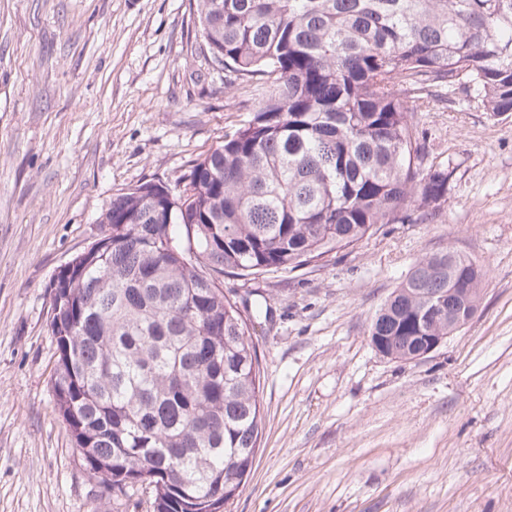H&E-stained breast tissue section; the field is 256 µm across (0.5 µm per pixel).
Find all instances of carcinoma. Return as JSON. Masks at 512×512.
<instances>
[{"mask_svg":"<svg viewBox=\"0 0 512 512\" xmlns=\"http://www.w3.org/2000/svg\"><path fill=\"white\" fill-rule=\"evenodd\" d=\"M224 68L269 84L197 158L172 217L142 182L112 198L95 257L51 286L55 409L106 487L150 485L154 512H225L250 471L261 368L224 275L294 271L448 194L415 114L432 88L512 115V0H197ZM485 271L439 251L409 269L370 336L415 360L448 335L450 288Z\"/></svg>","mask_w":512,"mask_h":512,"instance_id":"carcinoma-1","label":"carcinoma"}]
</instances>
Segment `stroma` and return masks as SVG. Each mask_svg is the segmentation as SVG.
I'll use <instances>...</instances> for the list:
<instances>
[{
    "label": "stroma",
    "mask_w": 512,
    "mask_h": 512,
    "mask_svg": "<svg viewBox=\"0 0 512 512\" xmlns=\"http://www.w3.org/2000/svg\"><path fill=\"white\" fill-rule=\"evenodd\" d=\"M265 90L212 63L197 0H0V512H153L150 487L113 495L85 469L54 408L49 284L113 196L182 189ZM416 121L454 169L427 217L224 279L270 310L250 325L262 434L230 512H512V117L439 89ZM442 250L487 271L474 317L424 358L382 356L376 311Z\"/></svg>",
    "instance_id": "35a3bbf8"
}]
</instances>
